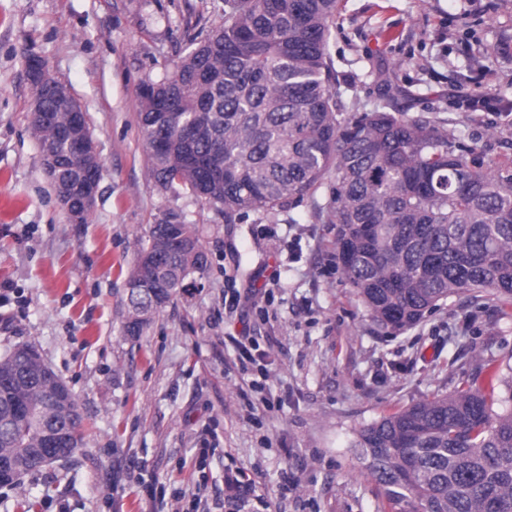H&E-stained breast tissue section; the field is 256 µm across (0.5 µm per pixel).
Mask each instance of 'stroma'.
<instances>
[{
	"label": "stroma",
	"mask_w": 512,
	"mask_h": 512,
	"mask_svg": "<svg viewBox=\"0 0 512 512\" xmlns=\"http://www.w3.org/2000/svg\"><path fill=\"white\" fill-rule=\"evenodd\" d=\"M223 21L224 0H0V354L35 346L75 393L83 433L70 461L0 488V512H388L354 431L512 364V307L452 298L396 335L368 320L336 270L328 187L227 219L154 186L140 86ZM329 51L345 105L381 104L389 79L407 116L512 163V0H341ZM30 53L98 145L82 226L29 131ZM169 210L196 225L209 266L133 341L122 319L136 243ZM236 289L250 300L233 312Z\"/></svg>",
	"instance_id": "stroma-1"
}]
</instances>
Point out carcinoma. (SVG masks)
Instances as JSON below:
<instances>
[{
	"label": "carcinoma",
	"mask_w": 512,
	"mask_h": 512,
	"mask_svg": "<svg viewBox=\"0 0 512 512\" xmlns=\"http://www.w3.org/2000/svg\"><path fill=\"white\" fill-rule=\"evenodd\" d=\"M340 0H224V23L172 72L140 89L138 125L149 177L175 184L229 216L270 212L330 188L342 280L388 333L417 325L465 296L512 306V164H484L454 131L403 116L390 82L383 104L349 109L336 97L329 54ZM54 123H30L38 148L65 147L70 113L45 99ZM81 163L57 170L75 185ZM150 257L170 283L125 301L123 331L144 335L154 316L203 274L208 255L195 225L169 211L138 239L130 276ZM45 363L31 346L0 357V458L18 475L47 431L82 445L76 422L51 412ZM353 447L391 512H512V365L487 388L461 387L362 426Z\"/></svg>",
	"instance_id": "cac0c4a2"
}]
</instances>
